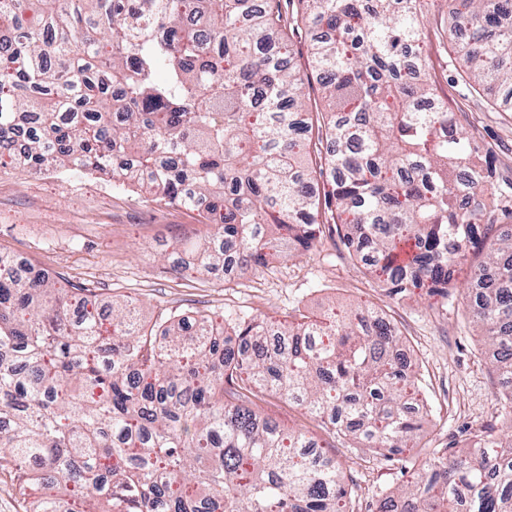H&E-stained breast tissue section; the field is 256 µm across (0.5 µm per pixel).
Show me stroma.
Segmentation results:
<instances>
[{
	"label": "stroma",
	"instance_id": "1",
	"mask_svg": "<svg viewBox=\"0 0 512 512\" xmlns=\"http://www.w3.org/2000/svg\"><path fill=\"white\" fill-rule=\"evenodd\" d=\"M424 9L439 99L458 114L478 156L493 154L500 175L511 179L512 112L492 111L488 95L465 84L448 45L447 13L438 0H424ZM209 232L196 213L107 177L0 169V248L51 275L87 284L101 301L133 302L146 326L174 312L284 321L299 311L319 318L330 308L362 304L385 315L425 380L427 424L417 447L392 461L332 443L327 453L352 491L354 512H375L382 498L405 484L408 468L432 457L435 449L460 446L488 428H501L491 354L469 315L468 271L458 274L448 306L422 291L395 297L326 230L310 250L266 267L230 277L219 272L193 279L174 273L180 244ZM259 407L284 427L322 434L316 419L285 399L271 396Z\"/></svg>",
	"mask_w": 512,
	"mask_h": 512
}]
</instances>
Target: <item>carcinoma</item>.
<instances>
[{"label": "carcinoma", "instance_id": "1", "mask_svg": "<svg viewBox=\"0 0 512 512\" xmlns=\"http://www.w3.org/2000/svg\"><path fill=\"white\" fill-rule=\"evenodd\" d=\"M317 31L294 62L280 0H0V168L112 176L195 211L200 274L265 267L322 226L389 292L448 298L512 199L438 101L422 0H286ZM460 71L512 96V0H442ZM317 73L326 110L307 107ZM506 429L445 449L384 499L512 512V235L471 270ZM388 319L200 313L148 329L0 249V472L26 512H354L336 459L255 409L270 396L384 459L416 447L422 381Z\"/></svg>", "mask_w": 512, "mask_h": 512}]
</instances>
